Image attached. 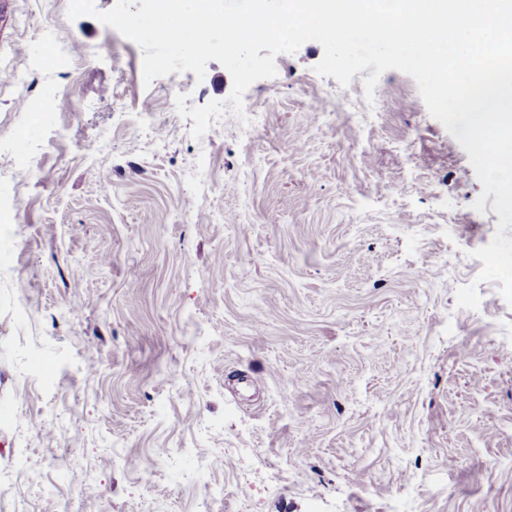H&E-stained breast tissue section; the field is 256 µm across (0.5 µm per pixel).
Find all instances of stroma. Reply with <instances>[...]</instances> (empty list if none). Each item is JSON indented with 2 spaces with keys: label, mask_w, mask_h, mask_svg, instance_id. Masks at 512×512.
<instances>
[{
  "label": "stroma",
  "mask_w": 512,
  "mask_h": 512,
  "mask_svg": "<svg viewBox=\"0 0 512 512\" xmlns=\"http://www.w3.org/2000/svg\"><path fill=\"white\" fill-rule=\"evenodd\" d=\"M67 3L0 0V506L512 512V306L471 256L499 217L413 78L366 100L310 41L197 139L175 97L227 70L144 85Z\"/></svg>",
  "instance_id": "stroma-1"
}]
</instances>
